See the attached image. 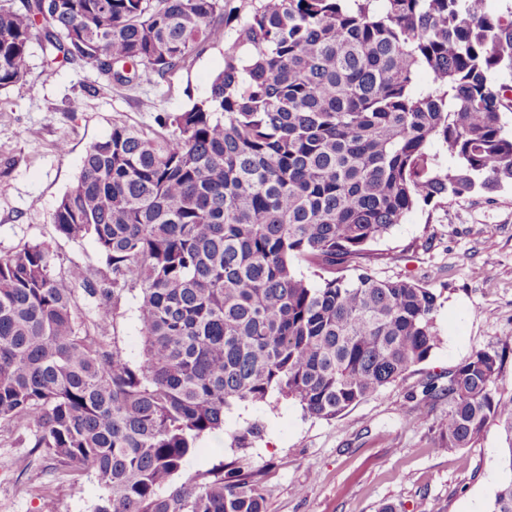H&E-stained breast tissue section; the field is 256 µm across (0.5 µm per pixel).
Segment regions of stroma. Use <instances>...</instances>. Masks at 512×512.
Here are the masks:
<instances>
[{
    "label": "stroma",
    "instance_id": "obj_1",
    "mask_svg": "<svg viewBox=\"0 0 512 512\" xmlns=\"http://www.w3.org/2000/svg\"><path fill=\"white\" fill-rule=\"evenodd\" d=\"M257 0H224V35L184 67L134 86L113 83L92 65L47 63L40 35L29 45L24 82L0 92V257L25 245L45 244L55 266L78 263L95 277L107 271L92 238L57 232L53 213L76 182L87 149L113 125L157 131V118L181 112L206 96ZM80 100L79 111L68 109ZM67 153H59L58 143ZM387 254L381 279L413 278L439 293L437 344L426 361L373 397L336 418H313L291 401L239 404L226 412L224 433L204 436L191 471L238 461L258 473L265 512H489L505 479V438L488 423L470 448L446 453L437 446L447 405L422 399L424 385L479 351L501 363L498 388L512 396V186L475 190L446 206L413 210L374 243ZM139 294H124L108 336L131 357L141 353ZM260 423L251 447L230 445V434ZM0 440V512H94L101 494L84 474L58 476L52 460Z\"/></svg>",
    "mask_w": 512,
    "mask_h": 512
}]
</instances>
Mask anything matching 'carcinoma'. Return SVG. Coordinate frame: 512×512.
<instances>
[{"mask_svg":"<svg viewBox=\"0 0 512 512\" xmlns=\"http://www.w3.org/2000/svg\"><path fill=\"white\" fill-rule=\"evenodd\" d=\"M258 2L206 97L158 117L159 132L112 126L59 201L57 231L105 257L102 287L78 263L56 269L43 244L0 257V430L93 477L94 512H264L259 481L222 462L177 481L197 442L238 403L284 398L332 419L424 362L439 295L376 278L385 256L368 246L421 204L512 183V97L492 78L512 69V8ZM222 18L223 0L0 3V91L28 75L38 27L51 62L128 85L183 67ZM79 288L100 301L94 335ZM135 290L139 362L101 336L107 302ZM499 373L479 351L423 398L448 403L445 452L497 420L512 472ZM490 512H512V478Z\"/></svg>","mask_w":512,"mask_h":512,"instance_id":"cac0c4a2","label":"carcinoma"}]
</instances>
